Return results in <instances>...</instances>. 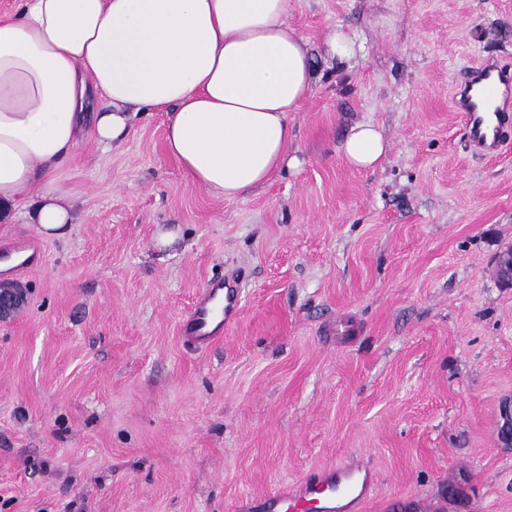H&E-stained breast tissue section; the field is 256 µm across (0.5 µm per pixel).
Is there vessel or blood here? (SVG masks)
Here are the masks:
<instances>
[{
    "mask_svg": "<svg viewBox=\"0 0 512 512\" xmlns=\"http://www.w3.org/2000/svg\"><path fill=\"white\" fill-rule=\"evenodd\" d=\"M512 68L495 59L466 71L454 99L464 116L463 134L471 152L494 156L512 135ZM240 290L233 284H208L181 324L185 339L199 349L220 341L240 311ZM370 483L362 465H340L307 481L299 494L276 491L254 499L256 512H341L344 501L364 502Z\"/></svg>",
    "mask_w": 512,
    "mask_h": 512,
    "instance_id": "b4317fda",
    "label": "vessel or blood"
}]
</instances>
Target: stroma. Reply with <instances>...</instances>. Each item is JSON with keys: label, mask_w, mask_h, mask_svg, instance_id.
Returning a JSON list of instances; mask_svg holds the SVG:
<instances>
[{"label": "stroma", "mask_w": 512, "mask_h": 512, "mask_svg": "<svg viewBox=\"0 0 512 512\" xmlns=\"http://www.w3.org/2000/svg\"><path fill=\"white\" fill-rule=\"evenodd\" d=\"M292 0L318 77L291 113L296 166L233 202L193 183L165 147L166 115L108 149L84 127L57 171L77 219L60 239L0 224V268L25 293L0 320V512H233L351 460L363 512H512V138L465 145L453 93L492 56L512 66V0ZM357 41L326 66L324 36ZM372 121V170L341 143ZM209 281L241 313L199 350L180 324ZM355 334L341 335V324ZM384 10L378 12L370 21L371 26L379 29H390L394 26L398 16L404 8L403 0H383ZM340 149L349 166L372 170L386 154L387 143L373 123L357 122L349 128ZM499 442L505 448L512 447V398H503L498 404V430Z\"/></svg>", "instance_id": "stroma-1"}]
</instances>
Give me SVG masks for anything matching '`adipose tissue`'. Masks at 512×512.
<instances>
[{
  "label": "adipose tissue",
  "mask_w": 512,
  "mask_h": 512,
  "mask_svg": "<svg viewBox=\"0 0 512 512\" xmlns=\"http://www.w3.org/2000/svg\"><path fill=\"white\" fill-rule=\"evenodd\" d=\"M291 0H16L0 16V222L64 236L69 194L54 171L86 117L121 146L137 114L167 115L165 143L199 187L237 200L287 158L289 115L316 78L287 22ZM372 170L387 143L370 122L340 146ZM24 214H17L21 201Z\"/></svg>",
  "instance_id": "adipose-tissue-1"
}]
</instances>
